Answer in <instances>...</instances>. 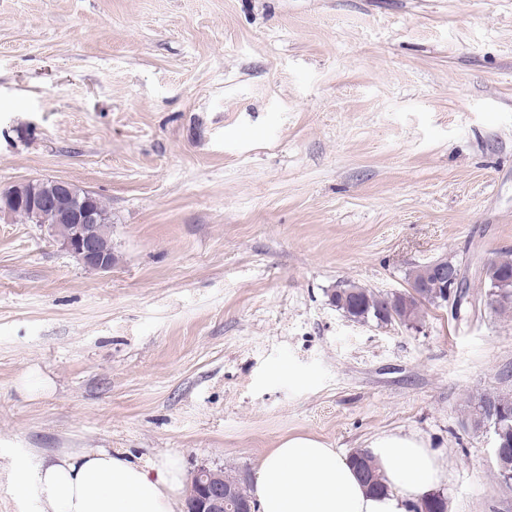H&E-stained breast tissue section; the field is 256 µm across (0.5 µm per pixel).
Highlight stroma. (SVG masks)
Masks as SVG:
<instances>
[{"label": "stroma", "instance_id": "35a3bbf8", "mask_svg": "<svg viewBox=\"0 0 512 512\" xmlns=\"http://www.w3.org/2000/svg\"><path fill=\"white\" fill-rule=\"evenodd\" d=\"M64 178L112 214L84 268L0 218V512L67 448L254 473L285 436L416 433L448 512H512L479 395H512V0H0V190ZM451 257L460 312L357 323L343 280ZM487 291L494 284L503 294L512 297V250L501 252L493 260L490 273L484 276ZM493 402L503 409H512V397L504 394L486 393L481 395L473 404L470 420L474 428L480 429L485 422L490 421V407Z\"/></svg>", "mask_w": 512, "mask_h": 512}]
</instances>
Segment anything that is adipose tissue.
<instances>
[{
	"label": "adipose tissue",
	"mask_w": 512,
	"mask_h": 512,
	"mask_svg": "<svg viewBox=\"0 0 512 512\" xmlns=\"http://www.w3.org/2000/svg\"><path fill=\"white\" fill-rule=\"evenodd\" d=\"M388 491L370 495L348 458L310 435H290L255 470L250 493L258 512H410L448 478V465L418 435L382 433L370 444ZM186 472L173 453L143 461L108 448L43 458L17 473L13 490L37 512H183Z\"/></svg>",
	"instance_id": "obj_1"
}]
</instances>
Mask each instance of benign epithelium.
Masks as SVG:
<instances>
[{
	"mask_svg": "<svg viewBox=\"0 0 512 512\" xmlns=\"http://www.w3.org/2000/svg\"><path fill=\"white\" fill-rule=\"evenodd\" d=\"M52 191L44 193L42 179L17 183L0 191V217L25 211L37 218L46 210L56 214V223L47 225L49 235L85 268L107 272L112 269V242L101 233L105 215L101 213L95 192L75 184L53 179ZM434 271L450 284L447 303H459L462 290L459 267L438 262ZM512 419V413L498 410L493 428V454L501 467L504 482L512 481L509 464L501 458V424ZM187 512H254L250 502L236 498L233 487L208 467L199 468L191 478Z\"/></svg>",
	"mask_w": 512,
	"mask_h": 512,
	"instance_id": "obj_1",
	"label": "benign epithelium"
}]
</instances>
